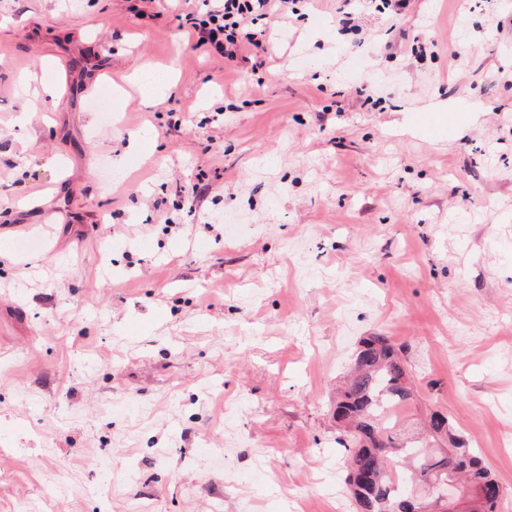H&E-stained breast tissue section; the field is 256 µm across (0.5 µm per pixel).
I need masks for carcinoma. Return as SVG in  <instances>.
<instances>
[{
  "instance_id": "1",
  "label": "carcinoma",
  "mask_w": 512,
  "mask_h": 512,
  "mask_svg": "<svg viewBox=\"0 0 512 512\" xmlns=\"http://www.w3.org/2000/svg\"><path fill=\"white\" fill-rule=\"evenodd\" d=\"M402 348L387 336L363 338L353 357L351 378L336 391L333 416L338 442L347 451L344 482L361 512H413L417 502L398 489L406 470L418 481L450 470L466 489L455 504L426 505L437 512H499L504 491L491 471L457 434L447 413L433 411L427 432L404 434L387 409L412 399L410 375Z\"/></svg>"
}]
</instances>
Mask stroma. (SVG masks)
<instances>
[{
	"mask_svg": "<svg viewBox=\"0 0 512 512\" xmlns=\"http://www.w3.org/2000/svg\"><path fill=\"white\" fill-rule=\"evenodd\" d=\"M197 5L0 0V512H356L374 334L512 512V0H298L257 73Z\"/></svg>",
	"mask_w": 512,
	"mask_h": 512,
	"instance_id": "1",
	"label": "stroma"
}]
</instances>
